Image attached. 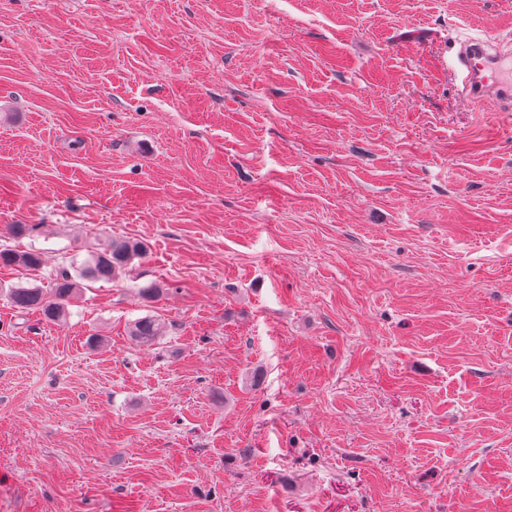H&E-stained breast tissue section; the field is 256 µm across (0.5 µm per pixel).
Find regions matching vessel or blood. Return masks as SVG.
<instances>
[{
  "instance_id": "1",
  "label": "vessel or blood",
  "mask_w": 512,
  "mask_h": 512,
  "mask_svg": "<svg viewBox=\"0 0 512 512\" xmlns=\"http://www.w3.org/2000/svg\"><path fill=\"white\" fill-rule=\"evenodd\" d=\"M487 38L461 44L456 65L461 95L474 104L502 112L512 108V53H494Z\"/></svg>"
}]
</instances>
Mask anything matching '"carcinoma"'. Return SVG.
<instances>
[{
  "instance_id": "obj_1",
  "label": "carcinoma",
  "mask_w": 512,
  "mask_h": 512,
  "mask_svg": "<svg viewBox=\"0 0 512 512\" xmlns=\"http://www.w3.org/2000/svg\"><path fill=\"white\" fill-rule=\"evenodd\" d=\"M144 245L130 238H112L101 247L88 253L82 262L71 261L69 266L59 268L50 276V285H19L9 289L8 296L14 307L39 313L48 322H60L68 315L70 301L81 292L82 281L113 280L142 258ZM0 264L19 267L30 274L43 266L41 253L35 249L15 250L0 247ZM130 336L142 345H152L161 336L159 320L147 315L131 323Z\"/></svg>"
}]
</instances>
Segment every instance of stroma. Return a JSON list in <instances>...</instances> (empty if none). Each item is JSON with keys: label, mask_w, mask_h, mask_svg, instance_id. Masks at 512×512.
<instances>
[{"label": "stroma", "mask_w": 512, "mask_h": 512, "mask_svg": "<svg viewBox=\"0 0 512 512\" xmlns=\"http://www.w3.org/2000/svg\"><path fill=\"white\" fill-rule=\"evenodd\" d=\"M486 31L512 0H0V244L47 259L0 265V512H512ZM113 236L65 323L8 303ZM488 38L470 39L460 45L456 66L461 74V95L474 104L498 112L512 106V53H492ZM130 336L136 343L152 345L161 336V324L153 315L138 318L131 323Z\"/></svg>", "instance_id": "35a3bbf8"}]
</instances>
